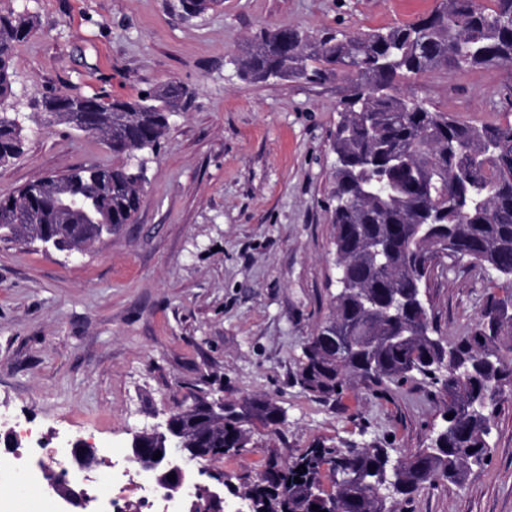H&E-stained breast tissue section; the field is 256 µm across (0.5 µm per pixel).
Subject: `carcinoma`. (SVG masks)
<instances>
[{"label": "carcinoma", "mask_w": 512, "mask_h": 512, "mask_svg": "<svg viewBox=\"0 0 512 512\" xmlns=\"http://www.w3.org/2000/svg\"><path fill=\"white\" fill-rule=\"evenodd\" d=\"M221 0H179L197 17ZM512 0H441L431 13L387 30L356 36H314L295 28L263 30L238 62L253 82L295 77L321 82L343 76L350 94L332 133L335 155L332 224L336 287L332 316L304 349L301 387L320 398L342 394L347 382L423 380L445 400L440 429L429 445L403 456L390 474L388 449L314 448L287 470L270 466L255 490L258 512H392L400 500L441 481L459 482L492 454L488 428L505 386L512 385V294L493 297L477 327L450 339L430 306H415L407 289L438 268L467 260L512 288V123L469 125L400 91L412 75L448 66L487 69L512 63ZM34 27L27 14H0V101L11 92L14 51ZM193 91L177 82L151 87L134 100L114 99L93 135L123 159L118 167L79 168L57 177L87 197L85 211L35 204L26 189L0 198V241L27 240L70 251L112 234L141 206L144 155L158 153L172 113ZM43 116L80 133L68 112L41 101ZM24 127L0 111V164L22 150ZM386 240L387 252L372 242ZM284 411L256 396L231 407L224 420L202 406L177 420L201 447L222 457L251 444L259 423L275 427ZM328 465L334 486L312 509L310 489ZM306 472L298 474L297 468ZM301 482H294V477Z\"/></svg>", "instance_id": "carcinoma-1"}]
</instances>
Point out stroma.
I'll list each match as a JSON object with an SVG mask.
<instances>
[{
	"label": "stroma",
	"instance_id": "35a3bbf8",
	"mask_svg": "<svg viewBox=\"0 0 512 512\" xmlns=\"http://www.w3.org/2000/svg\"><path fill=\"white\" fill-rule=\"evenodd\" d=\"M176 0H0V13L33 15L17 45L12 93L21 154L0 166V197L30 180L113 164L100 138L47 123V95L132 98L174 81L194 96L171 116L147 163L132 223L72 254L0 241V412L33 416L64 442L89 437L125 448L166 413L198 398L275 399L277 429L210 461L233 486L224 512H249L248 493L270 461L287 466L311 449L429 444L442 420L434 388L415 381L353 382L335 400L297 382L303 347L330 317L336 292L330 134L349 83L243 80L237 69L254 33L294 27H395L440 0H223L183 18ZM512 67H441L409 80L414 95L459 120H512L504 85ZM499 280L461 262L436 274L432 316L448 338L467 335ZM490 461L458 483L423 487L403 512H512V400L492 422ZM0 477L6 512H56L39 480L21 492Z\"/></svg>",
	"mask_w": 512,
	"mask_h": 512
}]
</instances>
